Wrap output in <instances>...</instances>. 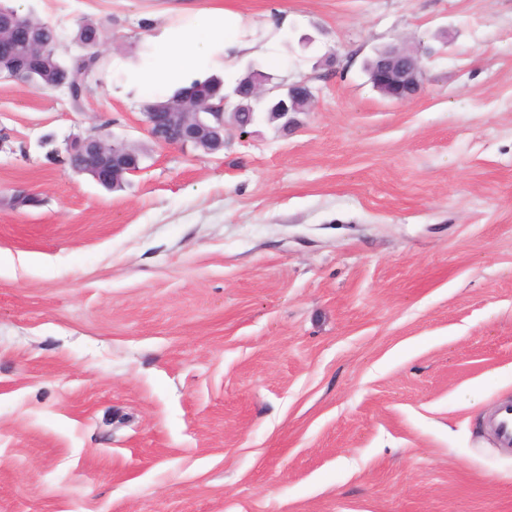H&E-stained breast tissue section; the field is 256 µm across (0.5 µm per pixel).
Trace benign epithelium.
I'll return each instance as SVG.
<instances>
[{
    "instance_id": "1",
    "label": "benign epithelium",
    "mask_w": 512,
    "mask_h": 512,
    "mask_svg": "<svg viewBox=\"0 0 512 512\" xmlns=\"http://www.w3.org/2000/svg\"><path fill=\"white\" fill-rule=\"evenodd\" d=\"M6 42L14 46L15 53L0 58V67L10 70L12 78L34 88H68L63 80H45L46 72L57 73L62 67L55 62L54 53L48 46L34 40L27 22L16 20L0 27V46ZM76 43L83 50V56L99 55L104 44V33L99 30L80 36ZM422 56L420 50L413 51L401 45L389 46L378 53L377 64L367 72L369 83L389 100L403 102L413 98L421 87ZM266 95L267 89L259 78L251 79L238 89L234 98L224 96L218 103L214 94L191 87L184 90L177 103L160 104L154 110L143 113V125L149 137L162 146L206 144L214 150L222 149L223 140H212L211 123L222 121L224 110L228 108L254 112L255 104ZM313 101L314 94L307 82L288 84L287 93L276 102L282 129L296 124V114L306 111ZM215 106L221 107L222 111L210 113L208 122L201 120L200 113L187 111L189 107L208 110ZM66 162L71 169L90 174L105 187L112 185L118 174H131L138 170V161L132 153L117 152L114 145L99 134L77 138L70 146Z\"/></svg>"
}]
</instances>
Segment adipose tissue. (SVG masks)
I'll return each instance as SVG.
<instances>
[{
	"mask_svg": "<svg viewBox=\"0 0 512 512\" xmlns=\"http://www.w3.org/2000/svg\"><path fill=\"white\" fill-rule=\"evenodd\" d=\"M257 47L239 13L188 10L178 22L151 34L137 61L118 62L116 87L122 94L165 97L193 79L224 71L232 57Z\"/></svg>",
	"mask_w": 512,
	"mask_h": 512,
	"instance_id": "1",
	"label": "adipose tissue"
}]
</instances>
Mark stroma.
I'll list each match as a JSON object with an SVG mask.
<instances>
[{"label":"stroma","instance_id":"obj_1","mask_svg":"<svg viewBox=\"0 0 512 512\" xmlns=\"http://www.w3.org/2000/svg\"><path fill=\"white\" fill-rule=\"evenodd\" d=\"M134 57L183 10L275 41L311 111L155 144L0 78V512H512V0H8ZM423 44L396 102L365 59ZM102 127L121 188L60 163ZM502 446L512 447V403L503 405L490 422Z\"/></svg>","mask_w":512,"mask_h":512}]
</instances>
